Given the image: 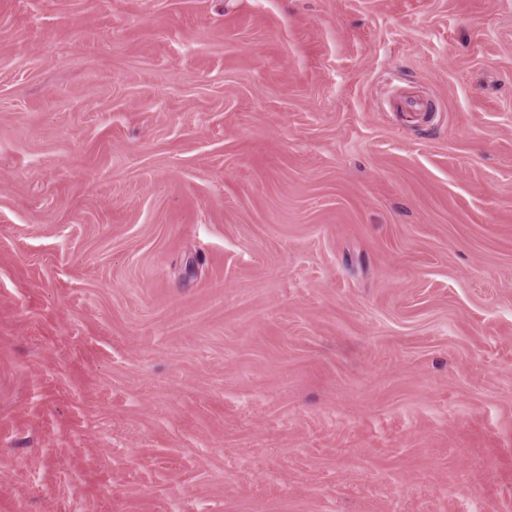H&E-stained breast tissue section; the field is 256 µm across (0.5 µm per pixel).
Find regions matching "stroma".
<instances>
[{
	"label": "stroma",
	"mask_w": 512,
	"mask_h": 512,
	"mask_svg": "<svg viewBox=\"0 0 512 512\" xmlns=\"http://www.w3.org/2000/svg\"><path fill=\"white\" fill-rule=\"evenodd\" d=\"M0 512H512V0H0Z\"/></svg>",
	"instance_id": "stroma-1"
}]
</instances>
